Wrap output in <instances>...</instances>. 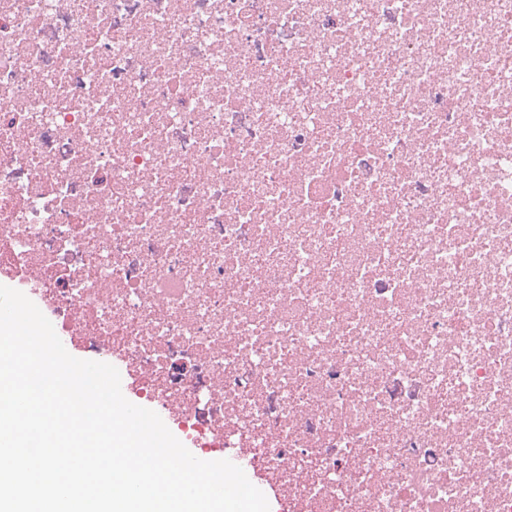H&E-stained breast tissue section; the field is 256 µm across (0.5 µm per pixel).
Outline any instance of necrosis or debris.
<instances>
[{"instance_id":"1","label":"necrosis or debris","mask_w":512,"mask_h":512,"mask_svg":"<svg viewBox=\"0 0 512 512\" xmlns=\"http://www.w3.org/2000/svg\"><path fill=\"white\" fill-rule=\"evenodd\" d=\"M0 276L278 512H512V0H0Z\"/></svg>"}]
</instances>
